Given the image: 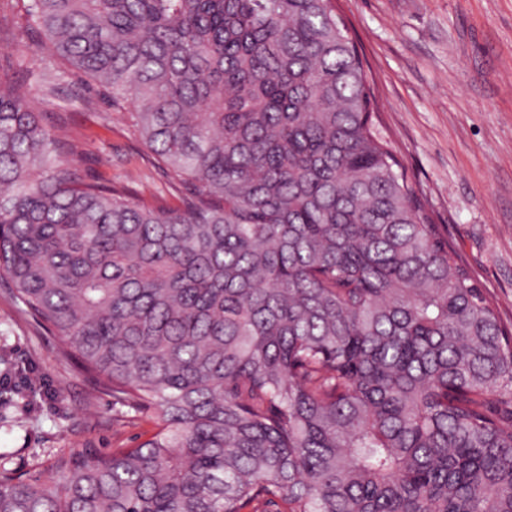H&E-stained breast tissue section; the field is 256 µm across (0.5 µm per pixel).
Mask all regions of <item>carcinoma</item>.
Returning <instances> with one entry per match:
<instances>
[{"mask_svg": "<svg viewBox=\"0 0 512 512\" xmlns=\"http://www.w3.org/2000/svg\"><path fill=\"white\" fill-rule=\"evenodd\" d=\"M0 0L191 185L131 201L76 164L62 76L0 65V272L120 403L0 512H512V325L384 139L333 0Z\"/></svg>", "mask_w": 512, "mask_h": 512, "instance_id": "1", "label": "carcinoma"}]
</instances>
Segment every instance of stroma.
I'll use <instances>...</instances> for the list:
<instances>
[{
    "label": "stroma",
    "instance_id": "35a3bbf8",
    "mask_svg": "<svg viewBox=\"0 0 512 512\" xmlns=\"http://www.w3.org/2000/svg\"><path fill=\"white\" fill-rule=\"evenodd\" d=\"M338 6L374 80L384 135L450 245L512 322V0ZM23 57L30 71H65L37 42ZM65 73L85 105L42 97L35 109L68 112L82 169L155 206L189 194L188 184H170L101 89ZM156 429L154 412L94 390L0 274V461L33 481L56 457L131 448Z\"/></svg>",
    "mask_w": 512,
    "mask_h": 512
}]
</instances>
